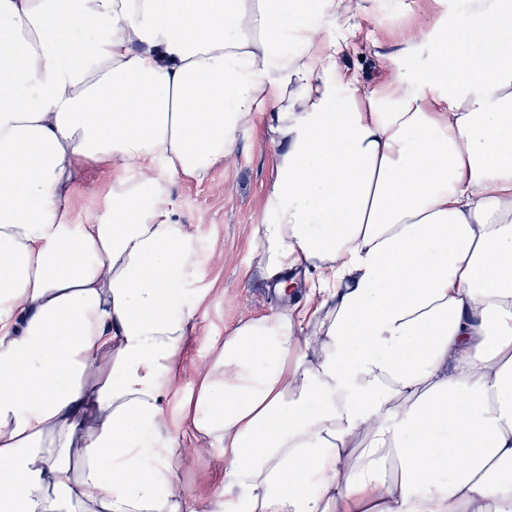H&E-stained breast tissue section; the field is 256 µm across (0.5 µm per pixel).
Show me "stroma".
<instances>
[{"label": "stroma", "mask_w": 512, "mask_h": 512, "mask_svg": "<svg viewBox=\"0 0 512 512\" xmlns=\"http://www.w3.org/2000/svg\"><path fill=\"white\" fill-rule=\"evenodd\" d=\"M436 17L443 18L449 30H461L471 12L465 0H447L440 12L431 0H357L356 37L341 68L363 85L418 71L424 54L416 30ZM237 139L236 151L212 171L208 181L199 185L178 180L170 187L182 223L188 224L205 253L200 286L206 291L193 338L182 354V375L171 393L169 412L174 416L199 372L213 360L217 341L240 320L281 306L267 296L266 283L249 251V241L262 219L265 190L273 178V148L259 118L241 128ZM111 181V169H84L72 199L75 219L87 222L105 207ZM223 476L224 459L214 448L188 452L174 468L177 485L190 496L207 492Z\"/></svg>", "instance_id": "35a3bbf8"}]
</instances>
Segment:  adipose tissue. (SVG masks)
Listing matches in <instances>:
<instances>
[{"instance_id": "adipose-tissue-1", "label": "adipose tissue", "mask_w": 512, "mask_h": 512, "mask_svg": "<svg viewBox=\"0 0 512 512\" xmlns=\"http://www.w3.org/2000/svg\"><path fill=\"white\" fill-rule=\"evenodd\" d=\"M354 10L0 0V512H512V0L368 90L339 65ZM257 116L249 248L307 302L227 333L177 439L205 295L170 186ZM89 165L116 173L78 224ZM201 439L224 480L188 496Z\"/></svg>"}]
</instances>
